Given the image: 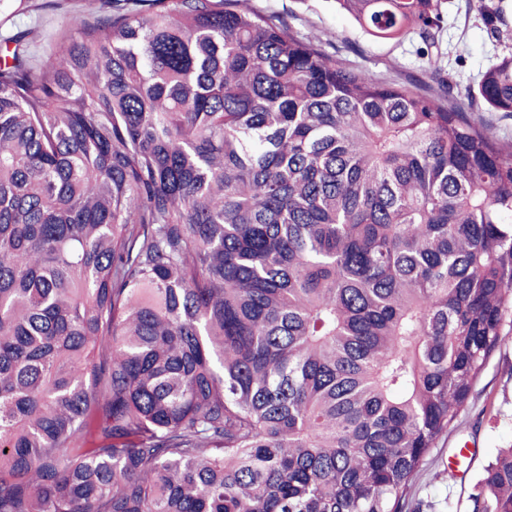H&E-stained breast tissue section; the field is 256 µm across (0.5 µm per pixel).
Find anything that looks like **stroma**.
Returning <instances> with one entry per match:
<instances>
[{"label": "stroma", "instance_id": "1", "mask_svg": "<svg viewBox=\"0 0 512 512\" xmlns=\"http://www.w3.org/2000/svg\"><path fill=\"white\" fill-rule=\"evenodd\" d=\"M267 15H276L304 39L314 41L325 54L372 78L411 83L424 91L444 84L448 103L467 106L468 97L483 73L507 51L512 33L491 35L479 11V0H442V21L436 43L442 73L433 76L426 46L417 33L398 41L368 36L336 0H246ZM120 0H27L24 10L0 26V57L6 36L23 33L34 58L46 63L49 42L67 33L71 20L84 15L92 21L120 8ZM473 455L463 477L449 479L448 455L461 444ZM512 447V333L504 336L480 376L474 399L454 432L432 449L412 491L417 512H469L485 467L499 449Z\"/></svg>", "mask_w": 512, "mask_h": 512}]
</instances>
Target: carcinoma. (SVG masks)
Instances as JSON below:
<instances>
[{"mask_svg": "<svg viewBox=\"0 0 512 512\" xmlns=\"http://www.w3.org/2000/svg\"><path fill=\"white\" fill-rule=\"evenodd\" d=\"M337 2L435 46L441 0ZM8 41L0 512H407L512 324V142L243 0ZM471 98L512 114V52Z\"/></svg>", "mask_w": 512, "mask_h": 512, "instance_id": "carcinoma-1", "label": "carcinoma"}]
</instances>
